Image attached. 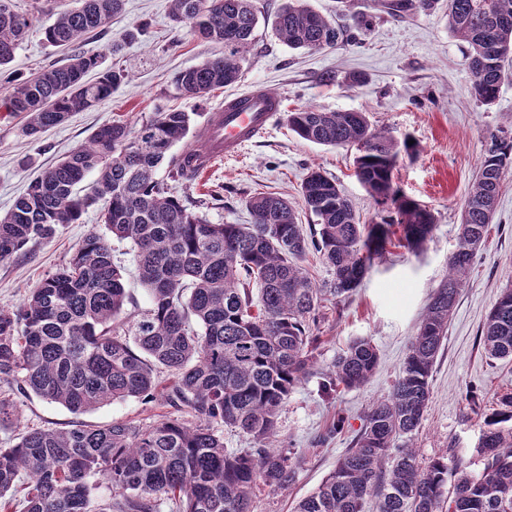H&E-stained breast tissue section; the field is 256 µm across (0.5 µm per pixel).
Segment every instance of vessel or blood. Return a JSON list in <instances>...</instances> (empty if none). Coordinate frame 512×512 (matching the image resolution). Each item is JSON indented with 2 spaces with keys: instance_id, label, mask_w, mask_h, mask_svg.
I'll list each match as a JSON object with an SVG mask.
<instances>
[{
  "instance_id": "vessel-or-blood-1",
  "label": "vessel or blood",
  "mask_w": 512,
  "mask_h": 512,
  "mask_svg": "<svg viewBox=\"0 0 512 512\" xmlns=\"http://www.w3.org/2000/svg\"><path fill=\"white\" fill-rule=\"evenodd\" d=\"M281 105L278 95L261 86L226 101L221 118L208 121L205 137L188 147L200 173H207L219 158L237 155L263 134L277 117Z\"/></svg>"
}]
</instances>
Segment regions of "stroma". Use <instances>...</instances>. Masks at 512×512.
Segmentation results:
<instances>
[{"mask_svg":"<svg viewBox=\"0 0 512 512\" xmlns=\"http://www.w3.org/2000/svg\"><path fill=\"white\" fill-rule=\"evenodd\" d=\"M33 25L13 61L0 68V92L20 78L62 62L65 51L45 42L43 30L74 0H16ZM260 22L237 83L212 91L205 99L176 96L173 81L184 70L221 53V46L201 41L188 28L168 18L169 0H126L123 13L77 50H93L104 65L117 64L129 73L127 82L96 108L72 113L68 119L35 137L22 132L24 115L0 111V215L8 211L29 181L86 141L101 124L121 120L141 124L154 113L178 109L193 115V130L224 105L225 98L263 86L277 93L287 110L312 106L325 111L366 113L370 121L396 138L412 136L420 146L414 159L400 160L395 180L403 191L428 206L436 217L428 240L416 250L388 245L356 292L347 300L328 302L317 329V365L329 366L350 342L368 337L376 345L380 364L361 388L326 396L320 375L311 374L290 393L279 413L275 444L301 454L295 480L285 490L258 491L254 512H292L333 470L348 448L369 405L387 394L398 375L410 337L429 296L448 276L462 209L479 168L488 137L499 131L512 135V81H505L490 105L473 95L474 77L468 69L467 46L448 28L447 0L434 8L401 18L378 11L376 0H309L311 8L333 20L348 43L317 52L288 47L274 32L269 17L283 0H255ZM372 22L361 27L362 15ZM147 28L128 39L136 24ZM120 53H112L113 45ZM356 151L325 147L302 140L278 119L265 134L248 143L238 156L218 159L191 186L173 183L175 195L188 196L214 224H247L246 207L257 193L298 201L300 185L310 168L336 179L352 201L361 221L376 220V200L354 174ZM98 209L85 212L74 224L59 225L54 234L30 243L13 259L0 263V306L19 307L29 292L62 268L90 233H104ZM112 255L121 266L128 295L116 320L119 334L149 306L133 244L111 239ZM512 288V172H506L493 222L477 252L469 280L448 321V338L430 380L432 396L414 444L421 462L448 445L473 450L482 434L483 417L495 409L500 394L512 391V363L486 356L478 344L484 320L501 291ZM161 391L148 402L117 400L98 409L75 413L43 398L14 396L0 382V397L16 409L0 422V448L13 443L25 428L65 427L79 422L103 427L115 421L149 424L183 418V408L170 405L163 394L168 371L158 375ZM344 418L340 434L331 429ZM331 433L329 444L312 449L313 439Z\"/></svg>","mask_w":512,"mask_h":512,"instance_id":"35a3bbf8","label":"stroma"}]
</instances>
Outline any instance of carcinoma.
I'll return each mask as SVG.
<instances>
[{"mask_svg": "<svg viewBox=\"0 0 512 512\" xmlns=\"http://www.w3.org/2000/svg\"><path fill=\"white\" fill-rule=\"evenodd\" d=\"M44 28L47 43L67 49L104 27L124 0H76ZM435 0H385L393 17L425 10ZM169 17L193 35L224 45V53L178 74L175 88L191 99L235 83L258 24L255 0H170ZM451 32L467 44L475 98L493 104L512 66V0H448ZM32 25L15 0H0V68L11 63ZM273 26L290 48L320 51L345 42L308 0H286ZM96 70L95 80L86 79ZM128 72L102 67L99 53L15 84L4 110L25 114V135L36 136L71 113L94 108L125 82ZM288 128L321 146H354L355 175L381 205L379 219L362 224L336 181L312 170L300 199L315 217L307 237L290 200L257 194L246 201L250 224H213L191 198L175 197L156 179L185 185L198 177L193 158L171 149L189 135L187 112L162 111L134 129L112 122L30 181L14 207L0 215V262L30 242L76 223L104 201L109 234L136 250L150 308L133 336L112 323L126 303L122 274L108 239L90 233L69 263L33 289L15 310L0 307V381L72 412L108 402L154 397L156 368L173 382L166 398L192 419L149 425L114 422L90 428L31 429L0 448V512H252L256 490H286L298 462L270 441L294 387L317 363L324 302L345 300L393 239L422 245L436 218L394 179L399 158L417 156L418 143L395 138L357 111L293 109ZM512 169V137L493 134L465 201L448 278L431 295L411 336L387 397L367 409L350 447L294 512H512V392L487 414L475 452L477 469L454 446L427 465L413 435L431 399L430 379L465 287L475 253L485 243L500 184ZM96 179L79 195L75 186ZM314 246L331 272L318 286L299 260ZM478 344L491 358L512 360V289L504 290L483 324ZM379 354L358 338L324 373L323 389L364 386ZM239 429L258 448H224L219 428ZM454 467L448 468V457ZM114 496L97 495L100 484Z\"/></svg>", "mask_w": 512, "mask_h": 512, "instance_id": "1", "label": "carcinoma"}]
</instances>
